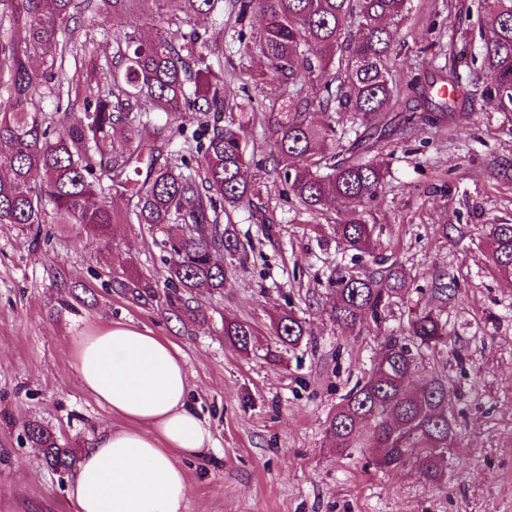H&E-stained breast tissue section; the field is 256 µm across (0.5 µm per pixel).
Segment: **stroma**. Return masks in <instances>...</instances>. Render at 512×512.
I'll return each mask as SVG.
<instances>
[{"label":"stroma","instance_id":"stroma-1","mask_svg":"<svg viewBox=\"0 0 512 512\" xmlns=\"http://www.w3.org/2000/svg\"><path fill=\"white\" fill-rule=\"evenodd\" d=\"M477 0H411L391 76L404 83L421 69L423 47L439 62L455 58L466 79L467 117L418 125L401 144H386L390 175L372 213L381 230L375 256L337 238L358 215L332 204L317 216L280 194L269 131L247 129L255 146L253 179L262 200L230 213L245 252L225 259L224 289L200 292L195 316L168 319L159 300L135 303L110 289L128 270L159 277L161 236L142 224L113 225L97 238L72 224L40 233L0 224V512H70L69 473L50 469L24 434L28 422L50 428L61 444L83 449L112 414L83 388L72 368L71 340L98 326L132 321L175 343L190 377L189 401L209 424L215 448L185 460L188 512H512V282L486 257L485 226L512 222V115L493 110L482 91L491 81L474 62ZM185 28L224 34V69L249 74L228 83L235 101L270 103L283 88L259 80L265 63L244 55L216 16L186 18ZM402 265L406 291L382 320L340 329L330 315L336 268L371 269L374 257ZM453 283L435 298L438 280ZM430 306L448 322V343L425 352L410 378L422 385L445 370L458 398L456 445L428 484L408 467L376 468L377 451L360 438L336 450L327 418L367 375L389 336L407 338L411 309ZM290 309L308 340L279 345L274 314ZM248 321L255 346L224 339L225 318Z\"/></svg>","mask_w":512,"mask_h":512}]
</instances>
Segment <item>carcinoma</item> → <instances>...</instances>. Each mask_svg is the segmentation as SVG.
Returning a JSON list of instances; mask_svg holds the SVG:
<instances>
[{
    "mask_svg": "<svg viewBox=\"0 0 512 512\" xmlns=\"http://www.w3.org/2000/svg\"><path fill=\"white\" fill-rule=\"evenodd\" d=\"M169 0H0L8 18V38L0 39V224L28 227L45 223L51 206L56 223L74 224L105 236L114 224H145L166 234V277L163 284L141 275L113 279L119 292L138 303L155 299L164 288L163 306L180 320L194 313L192 303L202 288L220 290L228 280L216 255L239 253L241 241L224 223L228 210L262 198L261 185L249 173L251 154L245 129L257 117L255 106L231 103L226 97L224 66H213L208 54L224 52L218 40L192 28L183 17L224 13V0H177L180 14L166 10ZM410 0H229L230 13L241 20L259 10L264 26L259 36L238 41L263 57L265 75L294 85L298 76L314 78L334 71L331 80L288 91L277 111L264 112V123L278 157L285 162L281 194L293 197L310 213L350 201L364 208L378 201L388 170L368 154L421 119L444 123L466 109L467 94L456 68L440 84L416 75L401 89L390 76V56ZM487 27H478L481 65L494 82L486 87L488 103L512 112V0H481ZM139 13L154 21V32L126 29L123 21ZM85 14L109 19L116 27L112 56L89 61L90 75L77 78L87 41L70 26ZM109 77L102 86L95 73ZM56 101L53 112L45 99ZM404 106L401 120L385 121L384 108ZM435 104V110L429 104ZM239 110V119L224 125L199 124L207 137L185 136L179 150L160 138L162 114L195 112L218 117ZM356 116L360 135L346 149L339 141L336 114ZM40 176L32 184L33 174ZM127 199L118 212L111 194ZM179 224L176 234L167 232ZM376 225L365 217L336 225L351 249L372 248ZM489 261L512 280V223L488 225ZM405 268L392 264L381 271L337 269L332 317L354 328L367 317L381 318L391 298L407 286ZM279 342L299 345L308 335L304 321L292 311L274 323ZM254 327L241 319L224 320V337L241 351L250 350ZM408 336L385 339L370 375L357 382L328 420L327 433L344 452L368 431L379 457L390 469L406 464L426 482L444 478L441 462L455 447V393L445 376L435 372L420 388L407 382L419 369L421 350L448 342V322L424 306L409 318ZM25 432L41 448L46 463L68 470L76 449L62 447L45 426L31 422Z\"/></svg>",
    "mask_w": 512,
    "mask_h": 512,
    "instance_id": "obj_1",
    "label": "carcinoma"
}]
</instances>
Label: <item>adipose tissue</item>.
<instances>
[{
    "label": "adipose tissue",
    "instance_id": "1",
    "mask_svg": "<svg viewBox=\"0 0 512 512\" xmlns=\"http://www.w3.org/2000/svg\"><path fill=\"white\" fill-rule=\"evenodd\" d=\"M72 353L85 390L114 417L71 475L72 512H187L182 462L214 440L188 401L179 348L147 327L117 322L74 337Z\"/></svg>",
    "mask_w": 512,
    "mask_h": 512
}]
</instances>
